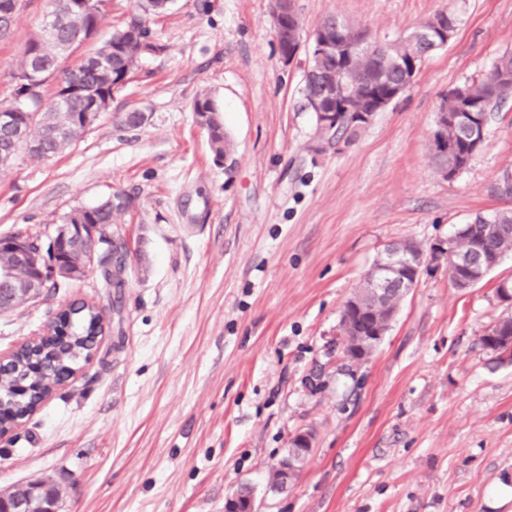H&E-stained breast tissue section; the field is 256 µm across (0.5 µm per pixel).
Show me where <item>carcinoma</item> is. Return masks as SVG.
Returning a JSON list of instances; mask_svg holds the SVG:
<instances>
[{
    "instance_id": "carcinoma-1",
    "label": "carcinoma",
    "mask_w": 512,
    "mask_h": 512,
    "mask_svg": "<svg viewBox=\"0 0 512 512\" xmlns=\"http://www.w3.org/2000/svg\"><path fill=\"white\" fill-rule=\"evenodd\" d=\"M106 0H45L43 16L61 14L62 27L55 29L45 21L27 41L23 57L12 73L14 86L11 100L0 103V113H10L11 123L22 126L27 140L19 141L0 129V168L10 166L21 150L37 159L49 160L67 150L84 133L82 117L91 106L106 112L113 93L121 89L138 61L148 54L156 39L148 25V16L167 10L169 0H140V13L113 31L75 68L66 60L97 34L105 15ZM429 22L388 44L377 56L356 57L350 64L360 72L358 83L350 91V104L356 107L366 92L385 90L404 81V65L412 54L427 50L422 35ZM471 97L497 101L508 92H495L493 80L485 77L469 84ZM333 83L317 77L304 80L303 93L330 100ZM193 112L196 123L208 135L214 158L219 160L233 150V143L224 132V122L216 101L209 94L195 98ZM362 129L352 125L349 118H340L332 137L351 142ZM460 155L444 153L431 155L438 171L459 167ZM128 210V204H112V197L91 207H76L61 217L63 224H98L101 227L99 244L110 253L112 241L108 230L117 217ZM469 232L452 236L454 248L464 250L472 240L484 242L482 262L499 263L512 253V210L502 211L491 218L476 216L467 223ZM57 259L70 270L92 265V257L76 241L59 246ZM27 271L18 267L13 250L0 247V312L12 309L9 289L17 287ZM403 293L393 290L377 299L369 289V280L357 288L347 300L346 307L358 303L364 309L354 318L351 336H370L376 321L390 318L399 308ZM110 329L105 309L95 303L80 301L71 313H58L51 326L60 343L50 346H21L9 367L0 372V408L14 412L20 420L31 417L43 396L50 393L62 379L75 374L79 364L89 359L95 337Z\"/></svg>"
}]
</instances>
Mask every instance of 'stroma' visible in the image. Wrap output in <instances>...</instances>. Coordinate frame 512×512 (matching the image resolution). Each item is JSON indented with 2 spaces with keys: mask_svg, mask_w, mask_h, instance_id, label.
Wrapping results in <instances>:
<instances>
[{
  "mask_svg": "<svg viewBox=\"0 0 512 512\" xmlns=\"http://www.w3.org/2000/svg\"><path fill=\"white\" fill-rule=\"evenodd\" d=\"M44 0L0 41L12 92ZM305 32L337 14L373 39L437 11L460 19L412 87L348 144L319 147L301 94L308 65L279 59L268 0H174L108 114L64 154L0 170V237L42 231L120 191L110 232L123 285L101 266L0 314V353L44 332L61 305L105 307L110 333L76 377L0 436V492L54 483L62 512H224L239 486L259 512H512V364L481 338L507 314L512 256L473 288L448 278V239L512 203V96L458 176L430 162L448 90L512 51V0H295ZM209 93L234 144L215 161L192 105ZM147 116L119 127L126 112ZM424 256L415 288L365 360L343 352L345 302L396 242ZM313 448L288 492L268 472L292 435Z\"/></svg>",
  "mask_w": 512,
  "mask_h": 512,
  "instance_id": "1",
  "label": "stroma"
}]
</instances>
